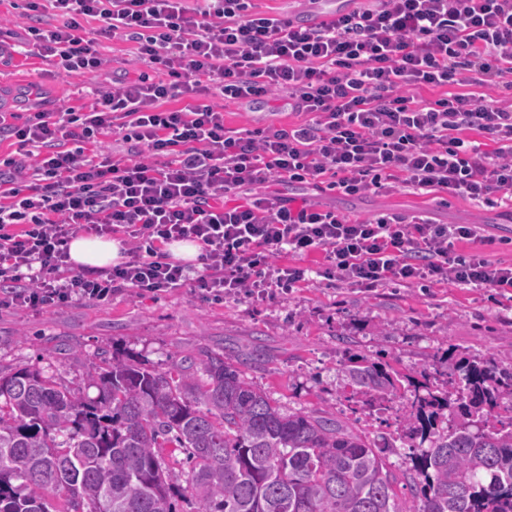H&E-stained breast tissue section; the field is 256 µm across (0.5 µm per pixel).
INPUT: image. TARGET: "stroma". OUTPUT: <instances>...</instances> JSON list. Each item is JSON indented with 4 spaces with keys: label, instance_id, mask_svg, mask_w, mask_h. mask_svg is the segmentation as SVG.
I'll return each mask as SVG.
<instances>
[{
    "label": "stroma",
    "instance_id": "1",
    "mask_svg": "<svg viewBox=\"0 0 512 512\" xmlns=\"http://www.w3.org/2000/svg\"><path fill=\"white\" fill-rule=\"evenodd\" d=\"M106 60L98 77L57 75L34 55L0 58V113L25 118L62 108L87 111L97 91L157 70L136 61V45L101 39ZM224 122L235 129L300 123L287 101L258 99L224 104ZM275 191L309 200L352 218L382 214L419 216L437 224H473L492 237L487 257L512 264V206L479 204L445 193L421 195L408 187L388 193L346 196L302 183H278ZM240 351L242 377L283 411L323 409L369 440L388 439L397 448L389 463L395 475L407 467L410 442L399 420L410 409L411 388L401 384L388 412H369L347 386L340 364L349 355L384 358L402 374L441 388L466 360L512 354V298L492 288L455 283L432 285L390 281L365 290L313 277L302 287L273 297L245 295L217 301L185 287L157 295L129 288L105 303H72L48 311L0 309V371L41 369L82 383L102 351H125L150 365L168 367L200 349Z\"/></svg>",
    "mask_w": 512,
    "mask_h": 512
}]
</instances>
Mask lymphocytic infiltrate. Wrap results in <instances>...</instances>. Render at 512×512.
Listing matches in <instances>:
<instances>
[{
	"mask_svg": "<svg viewBox=\"0 0 512 512\" xmlns=\"http://www.w3.org/2000/svg\"><path fill=\"white\" fill-rule=\"evenodd\" d=\"M353 3L305 25L254 0H27L19 46L57 73L96 74L103 36L136 42L138 59L166 78L99 93L85 112H33L19 125L0 114L17 145L0 158V308L189 284L206 297L273 296L313 273L276 263L283 253H322L314 273L367 290L389 280L512 289V265L456 253L478 241L473 225L352 219L269 193L275 181L348 196L402 185L512 202V107L495 95L512 90V0ZM50 10L62 25L45 26ZM90 17L103 22L95 38ZM423 86L441 97L414 101ZM214 90L228 102L285 97L306 120L233 129L206 101ZM469 131L494 151L478 153ZM108 133L132 154L98 149ZM83 232L117 240L120 261L75 270L67 245ZM176 241L199 246L200 271L173 260Z\"/></svg>",
	"mask_w": 512,
	"mask_h": 512,
	"instance_id": "lymphocytic-infiltrate-1",
	"label": "lymphocytic infiltrate"
}]
</instances>
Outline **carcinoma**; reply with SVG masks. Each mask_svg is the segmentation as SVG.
Listing matches in <instances>:
<instances>
[{"instance_id": "obj_1", "label": "carcinoma", "mask_w": 512, "mask_h": 512, "mask_svg": "<svg viewBox=\"0 0 512 512\" xmlns=\"http://www.w3.org/2000/svg\"><path fill=\"white\" fill-rule=\"evenodd\" d=\"M232 350H203L166 370L112 353L85 388L34 367L0 374V512H512V357L462 363L456 398L414 388L403 436L422 498L395 492L389 442L372 443L320 410L271 405ZM362 407L389 410L400 373L343 364ZM448 413V427L437 419ZM174 448L183 458H169Z\"/></svg>"}]
</instances>
